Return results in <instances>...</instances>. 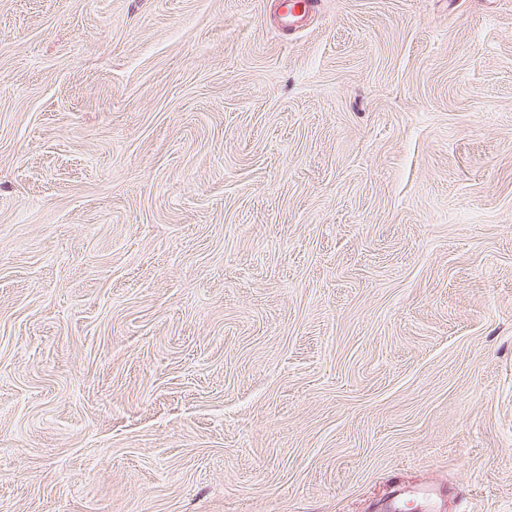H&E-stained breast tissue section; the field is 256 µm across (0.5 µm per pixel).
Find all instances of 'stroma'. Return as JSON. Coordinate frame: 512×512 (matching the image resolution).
I'll use <instances>...</instances> for the list:
<instances>
[{"label":"stroma","mask_w":512,"mask_h":512,"mask_svg":"<svg viewBox=\"0 0 512 512\" xmlns=\"http://www.w3.org/2000/svg\"><path fill=\"white\" fill-rule=\"evenodd\" d=\"M0 0V512H512V0Z\"/></svg>","instance_id":"stroma-1"}]
</instances>
